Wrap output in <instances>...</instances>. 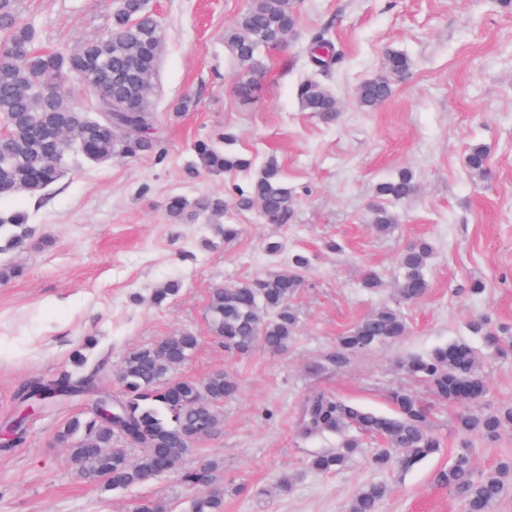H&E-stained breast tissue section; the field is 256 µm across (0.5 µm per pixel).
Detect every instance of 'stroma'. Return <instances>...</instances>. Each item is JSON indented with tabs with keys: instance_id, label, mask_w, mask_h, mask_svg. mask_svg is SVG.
Listing matches in <instances>:
<instances>
[{
	"instance_id": "obj_1",
	"label": "stroma",
	"mask_w": 512,
	"mask_h": 512,
	"mask_svg": "<svg viewBox=\"0 0 512 512\" xmlns=\"http://www.w3.org/2000/svg\"><path fill=\"white\" fill-rule=\"evenodd\" d=\"M247 3L149 0L165 44L153 96L158 152L102 163L78 156L42 197L0 199L1 214L28 216L22 245L0 249V267L21 269L0 282V421L33 380L91 374L97 386L118 392L116 372L129 350L189 332L199 345L180 375L224 371L237 380L236 395L224 402V428L199 440L174 472L107 492L75 473L57 440L85 411V398L73 399L31 416L23 441L0 450V512H134L143 498L161 501L166 512H189L193 492L178 474L203 457L224 464V512H346L357 487L381 480L392 486L381 512H462L437 473L463 451L478 475L512 459V430L494 440L459 434L457 408L400 367L408 356L465 341L482 357L487 386L474 411L512 403V352L470 329L483 316L512 338V0H302L295 39L266 52L261 90L245 104L233 89L224 28ZM112 9V0H21L36 47L57 51L103 34ZM325 27L343 54L328 80L339 102L332 120L303 111L297 95L312 74L310 39ZM391 50L405 53L410 69L376 111H361L354 90ZM186 96L193 107L175 113ZM225 132L235 135L231 149L251 160L250 169L193 173L192 142ZM476 143L490 148L482 180L465 162ZM272 161L296 198L289 223L267 224L257 211L232 208L224 220L240 232L228 241L202 218L169 223L170 196L232 202ZM404 168L418 189L394 204L392 231L377 235L368 222L376 188ZM270 237L282 244L278 254L265 250ZM420 239L434 245L429 289L408 303L398 292L399 257ZM296 252L310 266L293 301L300 323L287 350L258 346L241 356L224 349L209 325L212 289L260 278ZM368 271L381 278V289L362 287ZM171 278L182 281V292L153 306L152 289ZM477 281L484 285L478 294ZM383 304L402 307L407 335L337 362L338 336ZM79 348L86 357L80 366L73 362ZM398 388L427 408L441 442L437 454L406 471H381L372 458L383 442L362 434L343 470H309L311 457L337 447L340 437L297 432L307 395L388 414ZM287 473L296 478L293 488L275 493Z\"/></svg>"
}]
</instances>
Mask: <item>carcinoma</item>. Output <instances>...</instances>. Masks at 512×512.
<instances>
[{
	"mask_svg": "<svg viewBox=\"0 0 512 512\" xmlns=\"http://www.w3.org/2000/svg\"><path fill=\"white\" fill-rule=\"evenodd\" d=\"M300 0H249L235 20L224 29V49L237 77L242 79L237 95L248 101L261 89L265 75L263 53L288 46L295 35ZM34 28L21 18L20 0H0V124L8 138L0 153V198L25 194L41 197L61 177L67 156L75 151L92 162L114 158H136L153 154L158 148L156 116L151 82L164 52L160 22L143 5V0H115L107 32L86 40L68 52L36 50ZM313 77L298 88L302 109L325 119L338 112L333 90L320 77L330 75L342 61L328 32L316 33L309 47ZM409 58L388 52L384 70L361 83L355 100L364 112L387 101L395 81L408 72ZM193 171L222 173L247 170L251 161L221 149L212 139H200L192 146ZM488 146H470L466 165L478 177L488 174ZM416 183L409 171L381 182L377 195L383 202L370 209V223L385 235L398 215L388 208L413 195ZM233 205L241 209L258 207L268 224H286L296 200L284 186L275 164L261 169L248 189H239ZM228 204L222 197L204 196L190 200L181 195L167 199L165 211L173 224H189L204 214L224 216ZM27 223V215L16 211L0 215V234ZM433 247L426 241L412 243L403 251L404 271L399 288L407 302L422 298L429 282L425 269ZM309 260L295 254L287 268L270 272L253 281L212 291L208 303L213 335L224 348L246 355L260 344L274 352L283 351L295 336L298 315L293 299L303 285ZM182 284L169 280L151 293L160 307L176 296ZM408 324L400 308L381 306L358 320L338 337L343 353H356L396 341L406 335ZM198 337L189 332L167 336L161 341L132 349L121 359L119 379L126 407V424L140 435L145 448L138 454L118 445L119 429L112 422L88 412L68 421L59 432L63 443L73 442L71 467L81 476L95 477L109 491L123 490L163 474L188 454L199 440L197 432L218 433L224 428L221 405L238 391L236 379L215 372L198 380L176 375V369L195 352ZM480 355L466 342L435 348L426 356H412L401 362L409 375L424 381L433 396L451 406L462 402L464 382L480 377ZM95 386L91 375L67 373L45 384L40 381L17 392L20 403H47L60 387L71 396L89 393ZM395 415L385 416L339 401L323 393L305 398L300 406L297 430L305 437L325 432L344 433L353 426L360 432L382 438L387 449L372 458L373 465L386 471L393 459L405 469L435 454L441 442L431 431L422 401L405 389L390 394ZM456 428L465 435L493 438L512 428V405L488 413L461 410ZM357 438L346 436L340 446L318 454L311 470L333 473L341 470L357 453ZM220 464L202 459L180 474V480L195 491L190 512H224V492L215 485ZM437 482L454 491L465 512H495L512 485V461L503 460L494 469L476 476L469 455L461 454L436 476ZM390 492L387 483L370 482L357 489L347 512H379Z\"/></svg>",
	"mask_w": 512,
	"mask_h": 512,
	"instance_id": "obj_1",
	"label": "carcinoma"
}]
</instances>
